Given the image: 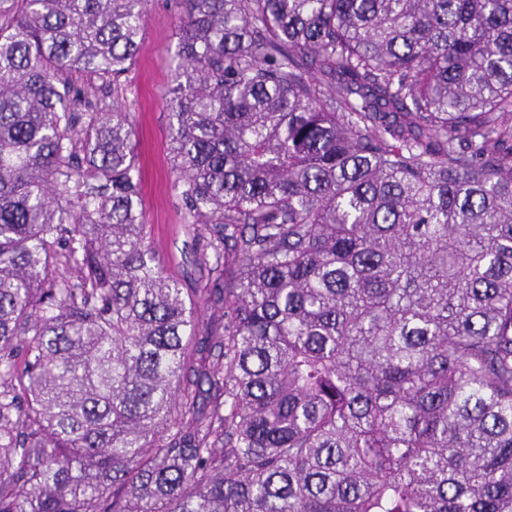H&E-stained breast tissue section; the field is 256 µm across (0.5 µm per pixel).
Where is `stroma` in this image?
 Wrapping results in <instances>:
<instances>
[{"mask_svg": "<svg viewBox=\"0 0 512 512\" xmlns=\"http://www.w3.org/2000/svg\"><path fill=\"white\" fill-rule=\"evenodd\" d=\"M141 55L130 75L127 104L138 128L143 167L142 195L150 244L160 261L187 287L199 277L196 259L205 248L183 221L171 190L167 90L177 44L174 0H148Z\"/></svg>", "mask_w": 512, "mask_h": 512, "instance_id": "1", "label": "stroma"}]
</instances>
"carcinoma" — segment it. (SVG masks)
Instances as JSON below:
<instances>
[{"instance_id":"cac0c4a2","label":"carcinoma","mask_w":512,"mask_h":512,"mask_svg":"<svg viewBox=\"0 0 512 512\" xmlns=\"http://www.w3.org/2000/svg\"><path fill=\"white\" fill-rule=\"evenodd\" d=\"M145 3L0 0V512H512V0H175L204 288ZM146 11L143 48L129 76L126 104L138 128L149 241L168 272L195 288L196 259L205 242L184 224L181 203L171 190L168 146L167 90L175 64L177 9L174 0H148Z\"/></svg>"}]
</instances>
